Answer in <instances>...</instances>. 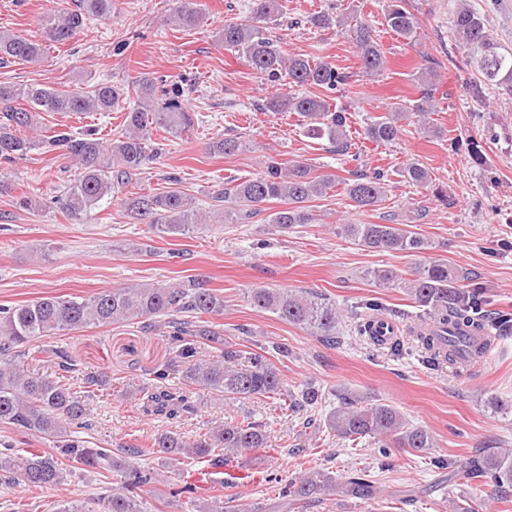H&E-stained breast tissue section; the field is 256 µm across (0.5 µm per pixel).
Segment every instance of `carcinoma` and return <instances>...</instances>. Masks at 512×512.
Returning a JSON list of instances; mask_svg holds the SVG:
<instances>
[{
  "instance_id": "carcinoma-1",
  "label": "carcinoma",
  "mask_w": 512,
  "mask_h": 512,
  "mask_svg": "<svg viewBox=\"0 0 512 512\" xmlns=\"http://www.w3.org/2000/svg\"><path fill=\"white\" fill-rule=\"evenodd\" d=\"M250 18L226 20L221 30L224 48L242 55L257 74L270 82L288 81V91L264 101L267 112H295L306 121L309 135L327 140L337 152L351 147L348 117L344 109H333L330 94L344 90L349 75L327 60H310L300 54H285L279 37L269 34L280 25L281 0H251ZM112 16V0H73V6L52 10L41 19L44 38L64 45L80 36L88 22ZM206 20L198 0H174L170 22L183 30L201 27ZM390 31L406 40L416 37L418 21L404 0H391L385 11ZM456 40L479 53L478 66L485 82L493 89L512 95V51L498 44L483 17L467 6L455 10L451 20ZM348 40L356 49L362 73L369 77L385 67V53L371 26L355 21L347 29ZM46 47L11 33H0V60L39 62ZM432 68L420 72V96L410 107L420 129L433 133L426 116L434 111L438 87ZM138 104L125 112L124 133L105 146L92 132L68 127L50 135L29 137L24 131L36 126V114L87 115L112 112L127 101L130 92ZM183 88L161 77L140 76L127 84L110 79L87 89H52L39 85L16 88L0 83V161L24 160L33 150L45 153L62 149L75 162L80 173L75 182L52 198L71 221L82 224L92 218L104 202L120 200L132 218L147 224L157 234L184 235L206 230L212 220L230 224H269L287 233L314 221L309 203L344 185L345 195L359 210L379 205L386 196V176L355 172L349 179L320 175L303 161L282 162L272 158L254 176L224 183L214 201L219 208L202 211L195 201L175 189L164 192H129L127 188L146 162L157 153L152 127L173 136L189 130L193 117L182 104ZM405 109L396 106L364 127L367 140L377 144L395 141ZM246 145L236 135L218 137L209 143L212 154L231 156ZM401 176L409 184L424 187L430 183L427 168L408 163ZM284 207L273 209L271 202ZM340 232L360 246L377 251H400L417 256L432 244L404 224H340ZM367 279L378 288H405L417 307L421 321L437 325V330L417 332L421 354L432 364L470 366L486 359L492 343L479 336L487 329L497 337L512 335V312L488 308L483 289L466 283L467 277L448 263L429 259L415 263L406 279L393 269H373ZM250 304L281 320L307 330L329 342L336 341V329L343 309L336 302L303 290L254 288ZM224 314V296L196 280L169 285L131 284L113 287L91 296H45L26 304L0 307V423L13 432L47 440L50 451L27 457L13 453L9 436L0 440V480L29 489L57 486L64 482L65 467L77 464L90 469L110 486L108 494L94 502L62 499L55 512H142L139 492L154 483L155 472L140 465V458L156 454L171 460L188 457L207 469L222 470L238 457L267 447L264 427L245 415L235 424H219L206 433L184 439L173 431H162L151 438L147 448L125 444L105 448L89 440L93 430L86 402L68 386L77 372L69 352L56 346L45 350L55 371L38 377L24 373L18 362L31 353V343L81 331L136 321L143 328L161 330L175 353L173 363L159 365L149 372L150 384L138 389L141 410L163 415L169 420L191 417L200 411L197 392L207 391L228 400H249L287 396L294 410L309 409L321 403L322 394L308 383L300 395L288 392L275 360L288 358V344L269 341L248 351L233 339L224 338V329L210 318ZM214 349L203 354L202 346ZM179 368L181 385L167 383L172 368ZM329 432L344 442L367 441L387 457L388 449L403 448L423 454L436 447L431 432L410 424L392 404L367 403L355 393L339 396V405L325 419ZM437 470H449L454 478L478 487L491 483L505 492L512 487V450L500 449L472 456L460 463L445 457L431 458ZM381 494L377 482L366 472L352 471L344 476L330 473L305 474L285 482L279 498L292 512H304L316 498L340 497L367 504ZM193 512H251L236 497L195 504Z\"/></svg>"
}]
</instances>
